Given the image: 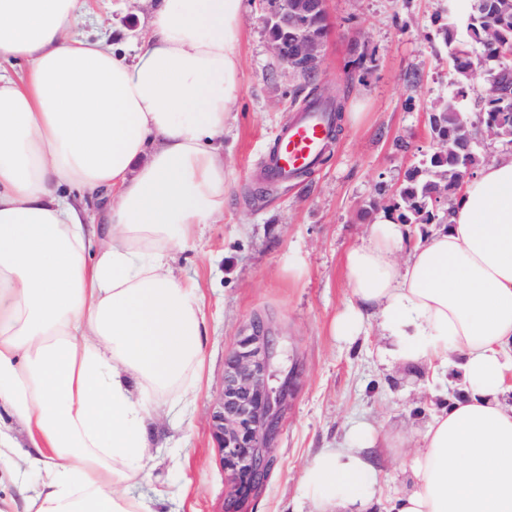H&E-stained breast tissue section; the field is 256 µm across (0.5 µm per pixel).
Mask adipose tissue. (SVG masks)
Returning <instances> with one entry per match:
<instances>
[{"label":"adipose tissue","mask_w":512,"mask_h":512,"mask_svg":"<svg viewBox=\"0 0 512 512\" xmlns=\"http://www.w3.org/2000/svg\"><path fill=\"white\" fill-rule=\"evenodd\" d=\"M88 0H0V512H155L145 389L202 381V302L171 261L224 211L243 0H153L132 50L80 33ZM107 190L101 223L89 201ZM332 335L376 321L382 363L462 373L381 500L364 424L302 476L309 512H512V159L479 164L447 224L374 217L345 255ZM43 478L29 485L22 470Z\"/></svg>","instance_id":"1"}]
</instances>
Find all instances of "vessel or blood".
Here are the masks:
<instances>
[{"label":"vessel or blood","instance_id":"obj_1","mask_svg":"<svg viewBox=\"0 0 512 512\" xmlns=\"http://www.w3.org/2000/svg\"><path fill=\"white\" fill-rule=\"evenodd\" d=\"M328 140L323 112L311 108L298 112L277 137L268 160V177L288 178L312 168Z\"/></svg>","mask_w":512,"mask_h":512}]
</instances>
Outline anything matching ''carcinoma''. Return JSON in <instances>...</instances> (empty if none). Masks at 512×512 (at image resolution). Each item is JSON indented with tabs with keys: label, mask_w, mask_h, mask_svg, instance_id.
I'll return each instance as SVG.
<instances>
[{
	"label": "carcinoma",
	"mask_w": 512,
	"mask_h": 512,
	"mask_svg": "<svg viewBox=\"0 0 512 512\" xmlns=\"http://www.w3.org/2000/svg\"><path fill=\"white\" fill-rule=\"evenodd\" d=\"M497 30L495 38L488 37L487 29ZM466 29L472 42L480 45V55H473L469 45L456 39L453 23L441 28L439 35L453 60L458 86L457 95L463 97L470 84L486 77V88L480 97L477 121L488 127L502 124V141L512 144V85L501 83L503 71L512 70V0H471ZM308 104H319L333 116L332 132L340 130L342 104L330 105L315 94ZM430 131L447 138V149L430 154L423 168L414 169L397 192L394 211L403 224H415L426 230L428 224H442L445 216L434 210L433 195L441 180H447L448 194L459 189L460 173L473 169L479 162L474 150L460 142L463 130L476 134L469 114L454 105L435 109Z\"/></svg>",
	"instance_id": "carcinoma-1"
}]
</instances>
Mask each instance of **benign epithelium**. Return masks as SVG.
<instances>
[{"label":"benign epithelium","mask_w":512,"mask_h":512,"mask_svg":"<svg viewBox=\"0 0 512 512\" xmlns=\"http://www.w3.org/2000/svg\"><path fill=\"white\" fill-rule=\"evenodd\" d=\"M267 24L275 25L291 39H272L270 44L281 66L290 70L295 61L311 66L319 62L323 39L304 32L305 16L324 9L326 0H273ZM280 338L268 321L253 317L224 357L222 387L210 411L209 427L227 492L223 512H246L256 482H267L275 459L277 439L289 398L297 386L298 367L276 372ZM277 380L273 386L270 381Z\"/></svg>","instance_id":"obj_1"}]
</instances>
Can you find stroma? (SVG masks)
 Here are the masks:
<instances>
[{
    "instance_id": "stroma-1",
    "label": "stroma",
    "mask_w": 512,
    "mask_h": 512,
    "mask_svg": "<svg viewBox=\"0 0 512 512\" xmlns=\"http://www.w3.org/2000/svg\"><path fill=\"white\" fill-rule=\"evenodd\" d=\"M85 34L121 43L147 19L140 0H92ZM237 53L241 87L224 129V215L177 250V276L204 292L205 375L188 403L159 407L160 446L137 494L163 498V512H220L226 482L209 432V411L223 380L224 355L248 320L264 317L280 338L282 367L301 379L274 444L276 462L254 512H292L315 451L342 441L362 422L417 439L444 388L428 365H380L376 329L348 344L330 326L349 300L343 258L365 239L371 214L388 210L408 172L435 147L428 114L454 103L477 113L482 84L458 97L438 32L455 19L466 38L469 0H327L328 32L318 71L306 80L279 66L265 19L267 0H245ZM336 93L341 130L311 172L263 182L274 137L311 92Z\"/></svg>"
}]
</instances>
